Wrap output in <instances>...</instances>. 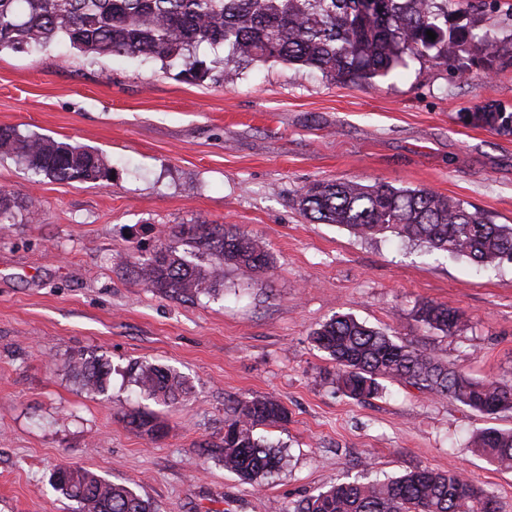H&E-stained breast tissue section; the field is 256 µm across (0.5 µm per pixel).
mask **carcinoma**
Here are the masks:
<instances>
[{"label": "carcinoma", "instance_id": "obj_1", "mask_svg": "<svg viewBox=\"0 0 512 512\" xmlns=\"http://www.w3.org/2000/svg\"><path fill=\"white\" fill-rule=\"evenodd\" d=\"M358 0H0V51L41 50L65 41L98 57L153 58L165 70L181 66L176 77L206 78L219 64L228 80L252 62L281 63L321 72L340 84H370L400 65L405 57L426 58L448 66L454 45L474 41L490 58L498 42L470 31L448 29V11L463 0H376L370 12ZM436 34L428 38L427 31ZM224 48V57L208 61L199 49ZM473 122L512 133V113L481 106L468 113ZM0 153L15 156L26 169L55 182H97L111 168L97 151L50 138L22 136L0 127ZM310 220L339 224L358 236L391 233L431 251L463 258L479 267L512 263V225L496 224L461 200L428 189L396 187L389 182L315 180L297 194ZM22 205L0 191V224H9ZM181 245H165V263L149 257L137 265V278L163 294L193 297L224 280V268L244 276L268 272L274 257L258 239L226 224L183 226ZM211 258L207 266L192 258ZM415 318L446 336L461 327L463 313L426 301ZM312 341L336 362L342 391L357 400L375 397L379 380L405 382L455 400L488 419L512 413V384L477 381L439 357L399 342L349 315H337L312 333ZM71 370L82 386L103 392L108 363L84 355ZM134 382L148 399L164 404L187 397L191 386L177 372L152 364L130 365ZM224 422V436L204 445L224 468L245 483L279 473L286 455L256 436L262 425L288 422V411L272 397L236 400ZM128 424L154 439L164 426L150 413L127 415ZM499 468L512 469V430L488 427L474 439ZM52 486L76 500L79 512H156L152 503L123 484L85 469L60 466ZM503 512L499 500L460 472L416 467L383 481L341 482L297 502L290 512Z\"/></svg>", "mask_w": 512, "mask_h": 512}]
</instances>
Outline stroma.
I'll use <instances>...</instances> for the list:
<instances>
[{
  "label": "stroma",
  "mask_w": 512,
  "mask_h": 512,
  "mask_svg": "<svg viewBox=\"0 0 512 512\" xmlns=\"http://www.w3.org/2000/svg\"><path fill=\"white\" fill-rule=\"evenodd\" d=\"M512 41V0H471L448 17ZM491 103L512 110V64L473 44L447 68L407 59L373 85H342L308 69L248 65L230 82L178 80L153 59L84 55L60 42L0 52V126L97 150L113 176L58 183L0 153V191L34 202L33 221L0 226V512H76L49 484L62 465L131 487L157 512H290L354 478H395L416 466L464 473L512 512V471L471 445L489 420L459 402L384 381L359 401L310 335L335 315L454 363L477 380L512 383V264L483 270L395 236L361 237L308 220L298 191L320 179L388 181L460 199L512 224V135L470 124ZM234 224L265 243L273 268H225L216 291L191 300L146 288L132 269L180 225ZM424 301L464 312L455 335L414 317ZM111 366L90 392L69 363ZM173 368L190 396L144 399L133 363ZM277 398L288 421L256 434L287 466L242 482L205 454L234 400ZM145 409L165 434L125 421Z\"/></svg>",
  "instance_id": "35a3bbf8"
}]
</instances>
